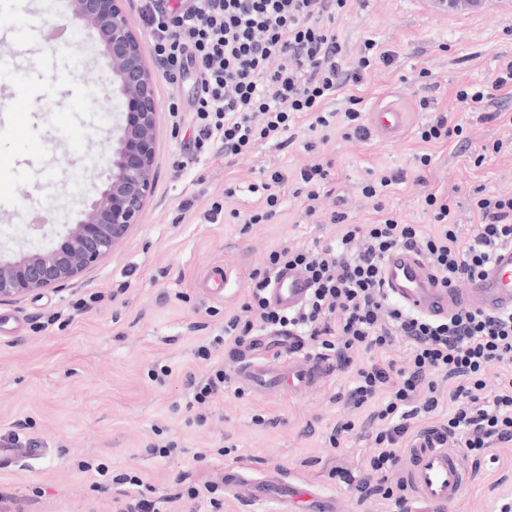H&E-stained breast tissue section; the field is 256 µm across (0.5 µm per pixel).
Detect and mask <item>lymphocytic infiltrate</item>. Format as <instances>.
<instances>
[{
  "label": "lymphocytic infiltrate",
  "instance_id": "obj_1",
  "mask_svg": "<svg viewBox=\"0 0 512 512\" xmlns=\"http://www.w3.org/2000/svg\"><path fill=\"white\" fill-rule=\"evenodd\" d=\"M348 9L349 0H183L170 14L158 0H139L138 17L165 78L194 81L190 110L197 151L220 141L230 157L253 152L263 140L292 144V130L306 116L310 131L339 126L345 139L368 140L360 97L345 96L340 111L329 104L338 91L360 84L374 62L389 63L391 56L376 52L370 39L349 48L319 22ZM502 92L512 95V62L491 87H466L456 97L512 126V113L498 107ZM328 175V164L316 161L300 169L296 187L276 169L263 170L259 182L248 184L263 206L246 214V223L270 221L289 193L305 217L336 225L339 232L311 249L270 251L263 270L249 276L241 313L229 316L223 335L199 346L196 355L208 360L214 347L279 330L333 352L337 370L352 379L346 403L364 419L334 426L332 440L356 435L370 443L362 467L335 468L336 479L354 488L360 501L379 497L408 512L410 492L400 472L419 436L436 434L466 453L512 442V376L488 377L494 365L512 368V312L460 311L441 320L418 315L386 297L381 261L391 250L408 247L443 286L463 287L486 269L499 246L512 244V195L477 198L478 222L466 232L448 191L417 176L434 221L429 231L385 213L383 197L405 177L383 171L360 189L374 221L352 224L346 212L323 207L321 186ZM288 267L303 269L312 285L305 304L291 312L268 300L276 274ZM400 341L410 352L399 363L389 353Z\"/></svg>",
  "mask_w": 512,
  "mask_h": 512
}]
</instances>
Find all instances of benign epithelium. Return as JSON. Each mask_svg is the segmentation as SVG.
<instances>
[{
  "label": "benign epithelium",
  "mask_w": 512,
  "mask_h": 512,
  "mask_svg": "<svg viewBox=\"0 0 512 512\" xmlns=\"http://www.w3.org/2000/svg\"><path fill=\"white\" fill-rule=\"evenodd\" d=\"M123 0H70L72 15L96 32L112 87L128 105L112 139L109 174L53 248L0 259V301L58 288L108 256L142 220L155 180V70L129 26Z\"/></svg>",
  "instance_id": "1"
}]
</instances>
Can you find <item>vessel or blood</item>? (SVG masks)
<instances>
[{"label": "vessel or blood", "mask_w": 512, "mask_h": 512, "mask_svg": "<svg viewBox=\"0 0 512 512\" xmlns=\"http://www.w3.org/2000/svg\"><path fill=\"white\" fill-rule=\"evenodd\" d=\"M56 41L50 27L37 19H29L23 38L0 37V68L13 66L34 46L51 45ZM54 84L78 103L89 95L86 84L71 71L59 74ZM45 98V93L30 88L18 92L17 131H24L32 103ZM404 120L403 109L394 103L372 114L373 124L388 136L397 135ZM381 274L391 298L430 318L443 319L463 309L487 314L512 311V245L499 248L485 271L457 290L443 287L424 259L405 247L394 249L383 258ZM309 289L307 275L301 269L291 268L279 273L269 297L279 308L294 310L305 302ZM281 348L296 350V337L285 332L276 339L261 336L253 347L240 349L233 368L236 381L259 390L277 388L284 379L297 387L314 388L336 371L332 360L317 354L289 362L284 373L280 372L277 363L256 358L257 352L267 349L274 353ZM408 456L410 467L406 479L412 487L410 512H444L462 494L469 481L459 452L429 436L417 440ZM252 497L257 501L277 502L284 512H291L297 504L291 488L273 480L255 483Z\"/></svg>", "instance_id": "vessel-or-blood-1"}]
</instances>
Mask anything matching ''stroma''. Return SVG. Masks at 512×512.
I'll return each mask as SVG.
<instances>
[{
	"mask_svg": "<svg viewBox=\"0 0 512 512\" xmlns=\"http://www.w3.org/2000/svg\"><path fill=\"white\" fill-rule=\"evenodd\" d=\"M0 8V30L18 25V9L43 12L68 26L73 42L53 52L38 48L15 70L0 72V258L22 250L58 245L65 225L76 223L85 203L106 178L112 158V114L125 103L112 92V76L99 55L94 32L71 12L52 11L47 0H12ZM331 26L348 46L372 39L390 51V65H375L353 94L362 110L398 102L407 114L394 137L372 131L367 142L345 141L341 131L318 144L316 154L331 161L337 196L353 199L371 171H401L405 183L384 199L387 209L406 224L430 225L415 179L423 169L419 155L435 156L433 177L455 187L458 223L474 221L476 188L488 194L512 193V153H494L495 140L512 139V127L481 121L478 110L460 103L456 91L489 83L512 61V0H486L463 13L432 8L429 0H365ZM51 55L55 72L76 71L94 93L85 106L69 112V100L56 95L52 105H34L27 129L16 133L10 94ZM192 80H155L156 157L153 194L140 224L79 279L61 287L0 301V435L16 432L35 439L36 447L15 449L0 463V512H113L121 496L136 497L121 474L139 475L152 498L176 493L179 486L216 485L221 512H277L256 507L247 486L224 488V472L241 468L253 478L276 475L296 484H312L334 495L340 512H391L386 501L359 502L353 490L336 483L330 470H358L368 445L351 439L333 447V427L349 419L341 396L349 379L335 374L319 388L276 394L258 393L229 382L213 404L191 402L188 375L203 376L208 362L195 351L208 337L223 334L224 321L238 312L250 274L262 268L269 252L283 245L304 248L333 238L338 229L305 218L284 199L266 224H244L239 216L257 205L240 192L224 196L227 186L247 185L270 167L296 180L311 158L304 145L316 133L302 131L287 147L263 145L252 156L224 163L195 155L190 113L174 121L169 102L188 103ZM452 113L472 141L464 153L453 146L426 144L417 130L428 116L419 101ZM68 111L79 143H59L47 159L34 143L54 139L56 114ZM193 202L190 211L180 203ZM219 203L218 223L203 214ZM51 216L52 230L41 236L28 229L31 211ZM230 272L222 297H210L203 280L213 266ZM166 367L169 374L156 380ZM205 422H198V415ZM176 442L179 450L155 455L151 444ZM470 481L447 512H495L501 498H512V443L486 455L465 456ZM102 464L110 476L92 486L82 463Z\"/></svg>",
	"mask_w": 512,
	"mask_h": 512,
	"instance_id": "35a3bbf8",
	"label": "stroma"
}]
</instances>
